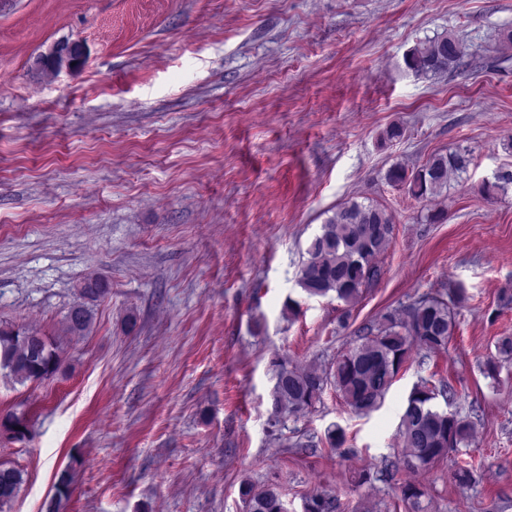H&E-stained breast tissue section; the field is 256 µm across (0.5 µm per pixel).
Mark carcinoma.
Segmentation results:
<instances>
[{
	"mask_svg": "<svg viewBox=\"0 0 512 512\" xmlns=\"http://www.w3.org/2000/svg\"><path fill=\"white\" fill-rule=\"evenodd\" d=\"M463 56L464 47L458 39L441 35L416 44L406 54L405 64L417 76L436 75L457 67ZM85 57L82 42L61 40L37 64L43 73L58 69L64 60L69 68L77 69L84 64ZM468 165L469 158L464 153H436L416 169L393 165L386 180L416 199H426L448 189L449 175H462ZM393 230L392 218L380 204L356 200L342 204L310 242L307 258L299 269L298 285L311 297L336 294L347 305L339 323L348 325L350 306L358 300L362 287L377 277L373 260L388 249ZM109 290L108 280L99 275H89L80 282V302L71 307L66 317L70 335L90 333L95 306ZM456 305L457 301L449 302L441 296L424 297L407 309L404 318L395 310L382 314L356 332L328 372L278 365L273 391L275 412L290 417L314 407L329 382L356 413L368 415L376 411L413 348L424 350L427 356L447 350L457 327ZM495 348L496 354L484 362V372L493 378L502 367L512 364V336L498 339ZM0 368L9 370L21 384L50 379L64 371L61 347L36 331L1 324ZM447 392V383L435 385L428 380L410 391L399 427L406 450V468L428 469L468 445L474 423L458 413L440 411L432 404L437 396L443 397ZM0 427L20 440L28 432L23 417L14 412L0 417ZM71 480L68 467L55 484L52 506L68 497ZM23 483L22 470L0 463V508L16 497ZM400 489L409 512H424V493L418 485L406 482ZM240 492L243 512H286V503L274 484L244 483ZM336 510V499L321 493L306 499L304 506V512Z\"/></svg>",
	"mask_w": 512,
	"mask_h": 512,
	"instance_id": "obj_1",
	"label": "carcinoma"
}]
</instances>
